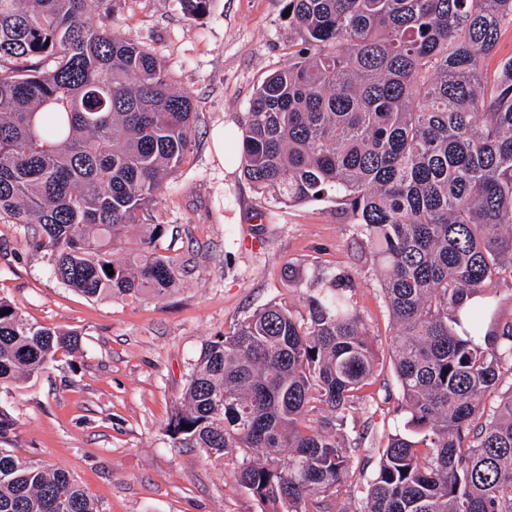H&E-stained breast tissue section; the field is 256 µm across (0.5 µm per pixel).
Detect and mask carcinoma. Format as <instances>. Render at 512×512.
Segmentation results:
<instances>
[{
	"label": "carcinoma",
	"mask_w": 512,
	"mask_h": 512,
	"mask_svg": "<svg viewBox=\"0 0 512 512\" xmlns=\"http://www.w3.org/2000/svg\"><path fill=\"white\" fill-rule=\"evenodd\" d=\"M121 2L0 0V217L39 225L56 278L86 297L160 299L184 267L149 249L164 225L140 214L190 153L193 97L112 27ZM211 2L181 0L193 18ZM287 6L300 43L256 89L239 162L272 199L331 197L356 225L408 414L341 512H512V57L484 67L512 0ZM134 228L144 250L127 254ZM312 281L305 312L266 304L208 341L167 425L263 512H328L356 482L347 417L377 358L352 278ZM78 346L0 297L1 388ZM0 512L97 510L64 469L0 448Z\"/></svg>",
	"instance_id": "1"
}]
</instances>
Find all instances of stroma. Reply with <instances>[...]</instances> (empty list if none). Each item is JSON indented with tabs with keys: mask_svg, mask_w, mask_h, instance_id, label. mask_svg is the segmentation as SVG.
Listing matches in <instances>:
<instances>
[{
	"mask_svg": "<svg viewBox=\"0 0 512 512\" xmlns=\"http://www.w3.org/2000/svg\"><path fill=\"white\" fill-rule=\"evenodd\" d=\"M285 6L213 0L193 19L179 0H126L113 21L193 96L194 147L143 216L165 227L157 252L186 268L175 292L88 298L57 280L49 251L33 247L30 226L0 220V297L31 322L80 335L78 351L58 353L45 372L0 389V412L14 422L0 446L68 471L97 512H259L223 465L202 449L175 445L166 426L202 346L230 335L268 302L303 310L316 267L355 280L379 359L348 416L350 432L368 433L359 461H376L406 422L397 409L394 330L378 290L380 270L358 262L353 226L330 199L275 203L213 146L220 126L240 146L256 88L295 50Z\"/></svg>",
	"mask_w": 512,
	"mask_h": 512,
	"instance_id": "35a3bbf8",
	"label": "stroma"
}]
</instances>
